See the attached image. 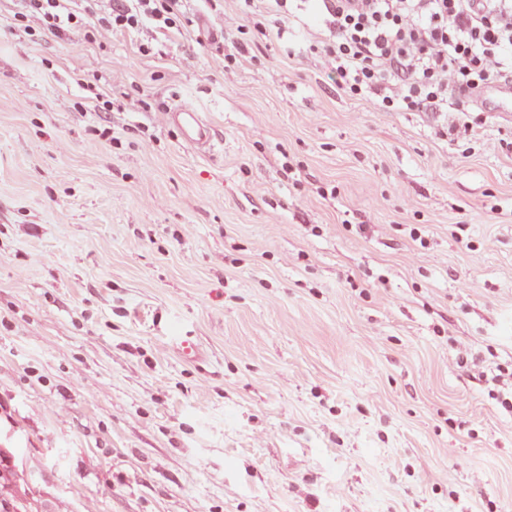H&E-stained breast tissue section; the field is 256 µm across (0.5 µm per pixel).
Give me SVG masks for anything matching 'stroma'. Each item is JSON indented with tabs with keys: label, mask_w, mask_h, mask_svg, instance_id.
Wrapping results in <instances>:
<instances>
[{
	"label": "stroma",
	"mask_w": 512,
	"mask_h": 512,
	"mask_svg": "<svg viewBox=\"0 0 512 512\" xmlns=\"http://www.w3.org/2000/svg\"><path fill=\"white\" fill-rule=\"evenodd\" d=\"M17 8L0 0V512H512L491 396L512 368V118L469 140L376 111L302 50L327 36L305 14L244 37L219 0V36L202 12L30 43ZM178 103L211 149L181 142ZM168 122L179 129L182 140L195 149H207L213 140V130L200 112L186 105H174L166 113Z\"/></svg>",
	"instance_id": "obj_1"
}]
</instances>
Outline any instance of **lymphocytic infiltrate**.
<instances>
[{
	"mask_svg": "<svg viewBox=\"0 0 512 512\" xmlns=\"http://www.w3.org/2000/svg\"><path fill=\"white\" fill-rule=\"evenodd\" d=\"M14 29L37 43L98 27L177 32L190 0H20ZM331 39L314 43L348 94L382 112L479 111L478 93L512 82V0H303Z\"/></svg>",
	"mask_w": 512,
	"mask_h": 512,
	"instance_id": "f902f5d3",
	"label": "lymphocytic infiltrate"
}]
</instances>
